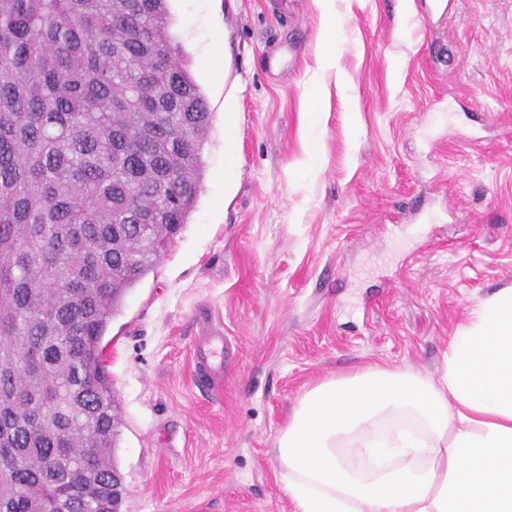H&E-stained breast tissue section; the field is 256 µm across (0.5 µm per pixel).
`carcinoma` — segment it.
Instances as JSON below:
<instances>
[{
  "label": "carcinoma",
  "instance_id": "cac0c4a2",
  "mask_svg": "<svg viewBox=\"0 0 512 512\" xmlns=\"http://www.w3.org/2000/svg\"><path fill=\"white\" fill-rule=\"evenodd\" d=\"M167 0H0V512H114L105 337L210 129Z\"/></svg>",
  "mask_w": 512,
  "mask_h": 512
}]
</instances>
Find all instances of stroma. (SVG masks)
Listing matches in <instances>:
<instances>
[{"label":"stroma","instance_id":"35a3bbf8","mask_svg":"<svg viewBox=\"0 0 512 512\" xmlns=\"http://www.w3.org/2000/svg\"><path fill=\"white\" fill-rule=\"evenodd\" d=\"M413 2L407 37L404 0H335L326 69L317 0H170L212 120L196 206L108 332L123 512H294L274 448L302 395L371 363L438 378L512 287V0ZM203 312L231 351L205 392ZM225 126L227 128V149L224 160V179L225 181L236 176L237 153L235 140L233 138L237 120V109L234 103H228L225 110Z\"/></svg>","mask_w":512,"mask_h":512}]
</instances>
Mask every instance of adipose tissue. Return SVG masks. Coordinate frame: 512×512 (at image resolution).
<instances>
[{
    "mask_svg": "<svg viewBox=\"0 0 512 512\" xmlns=\"http://www.w3.org/2000/svg\"><path fill=\"white\" fill-rule=\"evenodd\" d=\"M275 453L294 512H512V288L475 304L439 380L378 364L326 379Z\"/></svg>",
    "mask_w": 512,
    "mask_h": 512,
    "instance_id": "ef3b65f1",
    "label": "adipose tissue"
}]
</instances>
